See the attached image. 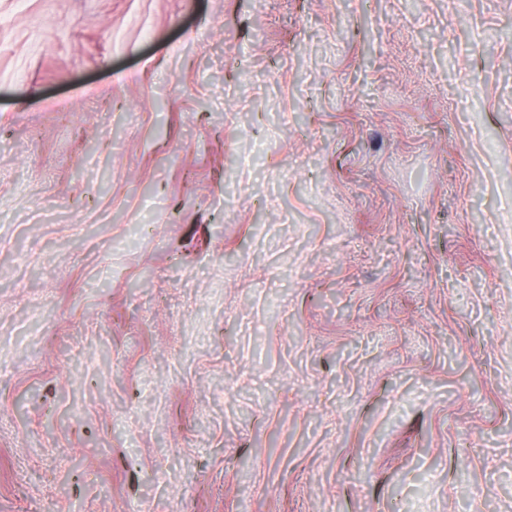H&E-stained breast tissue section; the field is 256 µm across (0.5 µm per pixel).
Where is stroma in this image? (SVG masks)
<instances>
[{
  "label": "stroma",
  "instance_id": "35a3bbf8",
  "mask_svg": "<svg viewBox=\"0 0 512 512\" xmlns=\"http://www.w3.org/2000/svg\"><path fill=\"white\" fill-rule=\"evenodd\" d=\"M0 512H512V0H0Z\"/></svg>",
  "mask_w": 512,
  "mask_h": 512
}]
</instances>
